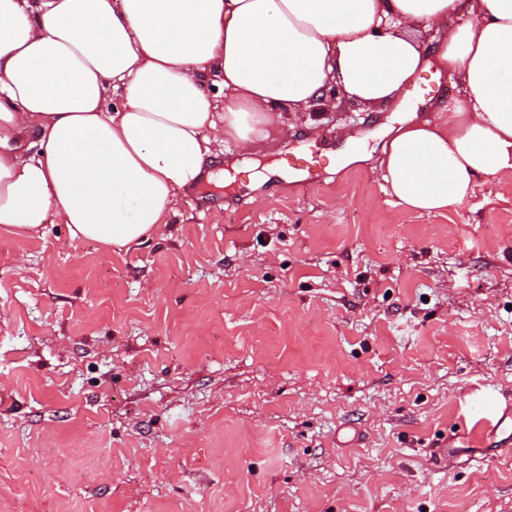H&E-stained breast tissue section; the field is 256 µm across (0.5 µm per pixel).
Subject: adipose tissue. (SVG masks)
I'll list each match as a JSON object with an SVG mask.
<instances>
[{"instance_id": "adipose-tissue-1", "label": "adipose tissue", "mask_w": 512, "mask_h": 512, "mask_svg": "<svg viewBox=\"0 0 512 512\" xmlns=\"http://www.w3.org/2000/svg\"><path fill=\"white\" fill-rule=\"evenodd\" d=\"M423 27L442 32L434 54ZM433 56L462 86L447 123L401 125L379 161L423 212L512 171V0H0V231L161 236L218 141L266 156L328 83L389 106Z\"/></svg>"}]
</instances>
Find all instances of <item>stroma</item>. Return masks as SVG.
<instances>
[{
	"label": "stroma",
	"instance_id": "stroma-1",
	"mask_svg": "<svg viewBox=\"0 0 512 512\" xmlns=\"http://www.w3.org/2000/svg\"><path fill=\"white\" fill-rule=\"evenodd\" d=\"M434 88L423 97L421 85ZM462 92L419 75L401 108L347 100L233 140L154 239L112 250L47 224L0 233V512H512V172L462 205L389 195L390 129ZM288 174L299 182L319 180L322 176L319 157L311 151L304 157L289 160Z\"/></svg>",
	"mask_w": 512,
	"mask_h": 512
}]
</instances>
